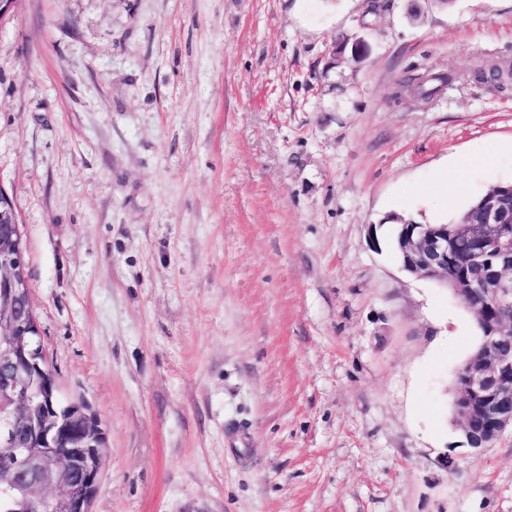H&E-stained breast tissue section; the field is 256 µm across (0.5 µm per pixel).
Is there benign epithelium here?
I'll return each mask as SVG.
<instances>
[{
    "mask_svg": "<svg viewBox=\"0 0 512 512\" xmlns=\"http://www.w3.org/2000/svg\"><path fill=\"white\" fill-rule=\"evenodd\" d=\"M392 244L406 272L443 280L483 333L454 380V420L469 447L512 431V185L453 224L399 220ZM13 207L0 209V471L45 512H89L104 459L101 428L63 405L44 359Z\"/></svg>",
    "mask_w": 512,
    "mask_h": 512,
    "instance_id": "obj_1",
    "label": "benign epithelium"
}]
</instances>
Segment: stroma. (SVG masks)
<instances>
[{"instance_id":"obj_1","label":"stroma","mask_w":512,"mask_h":512,"mask_svg":"<svg viewBox=\"0 0 512 512\" xmlns=\"http://www.w3.org/2000/svg\"><path fill=\"white\" fill-rule=\"evenodd\" d=\"M367 2L0 16V188L60 400L106 432L90 512H512V432L451 418L473 318L391 247L512 182V84L474 77L512 0Z\"/></svg>"}]
</instances>
